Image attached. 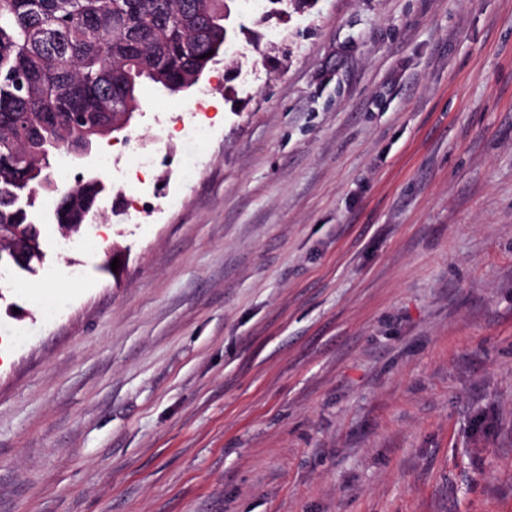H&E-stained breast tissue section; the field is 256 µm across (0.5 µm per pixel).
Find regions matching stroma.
Returning <instances> with one entry per match:
<instances>
[{"mask_svg": "<svg viewBox=\"0 0 512 512\" xmlns=\"http://www.w3.org/2000/svg\"><path fill=\"white\" fill-rule=\"evenodd\" d=\"M229 7L0 279V512H512V0ZM93 151L94 145L88 141H77L66 147V155L71 157L76 171L74 178L77 182L98 177L99 172L92 163ZM103 187L102 180L101 183L85 180L82 184L72 183L67 188L61 189L57 213L56 207L48 218L51 222H41V224H55L57 218L60 224L56 223V226L62 230L63 236L67 237L73 231H78L84 223L85 214L90 209L96 208V201ZM85 208L86 211L83 212Z\"/></svg>", "mask_w": 512, "mask_h": 512, "instance_id": "1", "label": "stroma"}]
</instances>
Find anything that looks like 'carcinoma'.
<instances>
[{
  "label": "carcinoma",
  "instance_id": "carcinoma-1",
  "mask_svg": "<svg viewBox=\"0 0 512 512\" xmlns=\"http://www.w3.org/2000/svg\"><path fill=\"white\" fill-rule=\"evenodd\" d=\"M0 0V225L29 232L32 208L59 187L52 141L100 140L103 113L139 111L143 82L168 95L226 52L228 0ZM103 184L61 190L57 220L84 222Z\"/></svg>",
  "mask_w": 512,
  "mask_h": 512
}]
</instances>
